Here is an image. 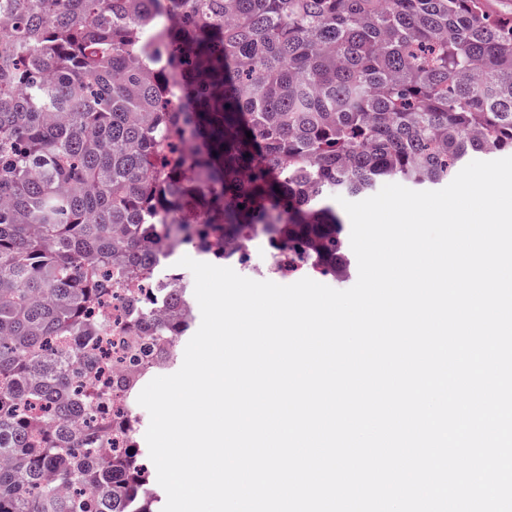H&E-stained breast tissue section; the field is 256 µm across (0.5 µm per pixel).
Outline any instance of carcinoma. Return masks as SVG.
Instances as JSON below:
<instances>
[{
	"label": "carcinoma",
	"mask_w": 512,
	"mask_h": 512,
	"mask_svg": "<svg viewBox=\"0 0 512 512\" xmlns=\"http://www.w3.org/2000/svg\"><path fill=\"white\" fill-rule=\"evenodd\" d=\"M504 149L512 16L488 0H0V512H158L131 403L104 469L73 425L140 383L97 344L112 277L252 230L332 275L335 197ZM123 312V357L173 364L169 321Z\"/></svg>",
	"instance_id": "carcinoma-1"
}]
</instances>
